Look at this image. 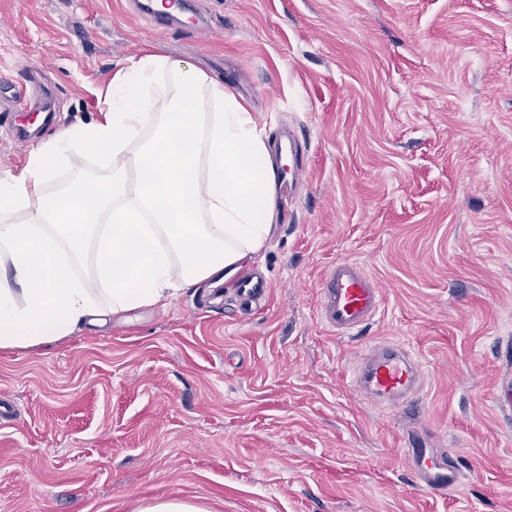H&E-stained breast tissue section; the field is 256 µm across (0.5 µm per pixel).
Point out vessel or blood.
Masks as SVG:
<instances>
[{
    "label": "vessel or blood",
    "instance_id": "vessel-or-blood-1",
    "mask_svg": "<svg viewBox=\"0 0 512 512\" xmlns=\"http://www.w3.org/2000/svg\"><path fill=\"white\" fill-rule=\"evenodd\" d=\"M381 304L377 281L355 261H337L322 281V318L337 335L357 334L375 318ZM420 378V365L406 350L379 344L365 357L354 387L364 399L399 409L418 393ZM408 464L420 486L433 494L462 484L463 467L454 451L423 443L409 449Z\"/></svg>",
    "mask_w": 512,
    "mask_h": 512
}]
</instances>
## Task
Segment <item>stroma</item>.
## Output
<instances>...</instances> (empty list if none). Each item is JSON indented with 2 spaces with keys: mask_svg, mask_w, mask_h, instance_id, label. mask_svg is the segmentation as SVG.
<instances>
[{
  "mask_svg": "<svg viewBox=\"0 0 512 512\" xmlns=\"http://www.w3.org/2000/svg\"><path fill=\"white\" fill-rule=\"evenodd\" d=\"M157 28L138 0H0V86L39 73L44 115L0 108V177L96 120L116 64L148 50L244 102L303 172L291 222L246 263L260 306L210 284L58 342L0 349V512H512V420L494 397L512 340V0H187ZM359 262L384 304L362 337L323 322L320 284ZM394 342L420 411L352 379ZM418 425L465 468L437 496L407 465ZM136 512H210L198 501L157 497L141 504Z\"/></svg>",
  "mask_w": 512,
  "mask_h": 512,
  "instance_id": "stroma-1",
  "label": "stroma"
}]
</instances>
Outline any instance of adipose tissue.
<instances>
[{
    "label": "adipose tissue",
    "instance_id": "obj_1",
    "mask_svg": "<svg viewBox=\"0 0 512 512\" xmlns=\"http://www.w3.org/2000/svg\"><path fill=\"white\" fill-rule=\"evenodd\" d=\"M100 119L62 128L0 178V349H28L230 282L277 219L278 170L252 112L190 62L129 57ZM104 156L109 176L47 185L57 165ZM95 250V294L70 268Z\"/></svg>",
    "mask_w": 512,
    "mask_h": 512
}]
</instances>
